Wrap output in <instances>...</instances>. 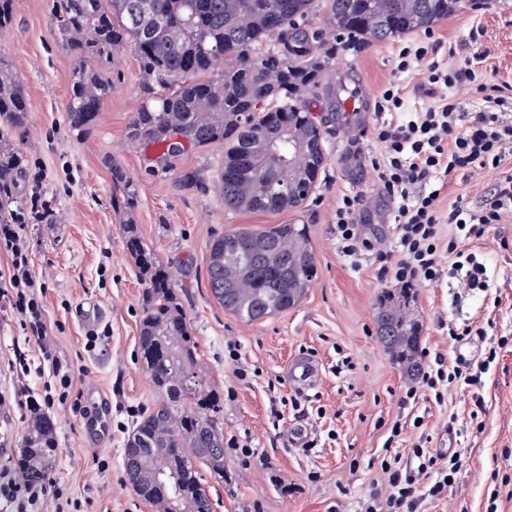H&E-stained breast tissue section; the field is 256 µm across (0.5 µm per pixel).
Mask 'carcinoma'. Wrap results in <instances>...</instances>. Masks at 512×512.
<instances>
[{
  "label": "carcinoma",
  "mask_w": 512,
  "mask_h": 512,
  "mask_svg": "<svg viewBox=\"0 0 512 512\" xmlns=\"http://www.w3.org/2000/svg\"><path fill=\"white\" fill-rule=\"evenodd\" d=\"M460 0H58L56 21L79 58L67 111L78 136L94 128L112 94L110 70L129 49L161 91L133 113L129 138L176 159L173 137L219 148L224 160L215 189L224 206L246 212L299 209L326 162L323 132L304 95L318 87L336 45L315 26L325 12L330 29L367 42L426 28ZM30 104L0 61V124L20 129ZM109 167L112 205L128 214L134 193L124 169ZM23 157L0 148V224H11L14 176ZM127 253L146 285L139 330L143 369L160 396L137 421L124 448L127 480L157 512H213L195 466L224 480V433L216 416L222 396L197 371V345L172 275L132 222L124 224ZM234 261L224 260V242ZM317 274L303 224L243 228L214 238L207 276L213 298L247 322L294 307ZM410 289L386 293L377 306V332L403 373H421L420 332L409 319ZM21 468L44 481L55 454V422L36 420L26 434Z\"/></svg>",
  "instance_id": "1"
}]
</instances>
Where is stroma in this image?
Masks as SVG:
<instances>
[{
    "mask_svg": "<svg viewBox=\"0 0 512 512\" xmlns=\"http://www.w3.org/2000/svg\"><path fill=\"white\" fill-rule=\"evenodd\" d=\"M15 5L13 25L0 29V58L22 83L30 112L25 128L0 131V142L24 158L13 190L22 209L36 196L56 216L50 224L29 219L23 234L35 272L45 277L40 300L56 338L54 355L69 368L72 384L64 388L49 373L11 368L18 352L34 358L39 352L0 300V394L52 395L56 453L48 479L64 497L86 504L87 512H156L123 468L133 424L159 402L140 362L145 284L125 247L130 220L173 274L197 341L199 370L224 397L220 427L255 451L247 459L225 449L220 482L198 466L214 512H359L365 493L386 488L381 460L395 456L410 463L418 446L442 455L460 451L462 466L447 493L420 499L415 512H512V215L479 237L457 236L448 223L440 227L443 238H455L458 249L486 265L488 287L465 288L445 276L415 286L411 313L421 327V351L462 354L474 366L489 349L497 351L480 385L456 382L440 403L421 396L420 380L402 375L377 336V302L395 289L382 277L381 261L371 254L351 259L338 248L336 204L355 193L364 199L358 221L386 247L394 245L392 206L378 190L381 147L371 135L376 123L392 115L375 111L360 124H348L346 115L329 114L325 91L341 69L352 68L372 99L395 85L405 111L426 108L431 98L425 88L396 71L405 36L337 51L321 88L306 95L324 121L325 169L304 207L269 214L225 208L212 187L219 149H189L167 167L156 147L130 140L131 117L148 99L131 51L116 56L112 93L92 132L73 134L66 112L78 61L53 17L54 0ZM413 36L433 44L436 59L453 68L488 50L484 75L512 97V0H462L458 11ZM111 161L133 184L132 216L112 205ZM185 169L199 171L206 188H181L176 173ZM510 174L512 159L497 168L455 173L441 205H477ZM278 224L307 225L317 276L292 309L243 321L210 293V242L241 228L261 231ZM92 300L106 317L90 332L82 314ZM452 322L475 328V335L450 339ZM299 357L319 365L312 386H297L290 377V363ZM295 398L304 415L293 409ZM101 403L106 441L97 445L87 438V414Z\"/></svg>",
    "mask_w": 512,
    "mask_h": 512,
    "instance_id": "obj_1",
    "label": "stroma"
}]
</instances>
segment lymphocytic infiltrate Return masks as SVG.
Segmentation results:
<instances>
[{
    "label": "lymphocytic infiltrate",
    "instance_id": "lymphocytic-infiltrate-1",
    "mask_svg": "<svg viewBox=\"0 0 512 512\" xmlns=\"http://www.w3.org/2000/svg\"><path fill=\"white\" fill-rule=\"evenodd\" d=\"M484 59V54L477 53L466 59L464 67L448 68L430 59L429 47L422 41L401 46L397 72L415 74L434 102L402 120L376 125L373 131L374 139L384 148L378 166L382 190L394 205V249L381 250L378 238L358 223L361 195H346L336 207V237L343 256L355 258L374 251L380 259H394L393 278L405 287L439 280L448 265L463 273L467 285L481 283L485 266L458 251L455 243H443L440 226L454 224L458 235L467 238L484 234L489 225L512 213V175L500 181L490 203L473 208L459 202L446 212L441 209V190L436 182L439 177L477 165L501 164L512 156V100L488 94L483 110L472 112L452 94L457 85L475 81ZM24 221L20 214L15 224L0 225V253L9 259L5 274L8 286L0 290V298L8 302L20 329L34 341L44 364L66 387L70 374L63 371L53 354L55 338L38 296L44 282L33 271L27 242L17 230ZM465 367L462 359L448 362L436 357L423 372L422 385L436 401H443L445 390L454 382L463 379L477 384V376L465 374ZM413 455L419 461L413 470L382 460L387 489L382 494L370 492L360 512H413L420 492L432 497L444 494L459 471V452L449 453L447 464L440 467L427 449L414 448ZM60 494L55 484L31 482L23 469L0 467V498L15 512H37L45 496Z\"/></svg>",
    "mask_w": 512,
    "mask_h": 512
}]
</instances>
